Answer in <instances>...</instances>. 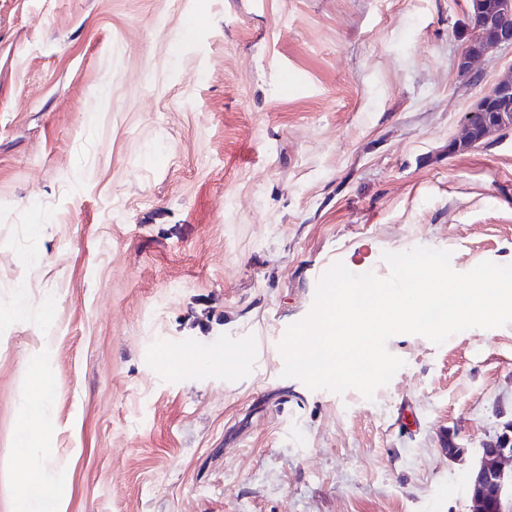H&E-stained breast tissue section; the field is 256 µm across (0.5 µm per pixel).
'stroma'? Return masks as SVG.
Returning a JSON list of instances; mask_svg holds the SVG:
<instances>
[{"label": "stroma", "instance_id": "35a3bbf8", "mask_svg": "<svg viewBox=\"0 0 512 512\" xmlns=\"http://www.w3.org/2000/svg\"><path fill=\"white\" fill-rule=\"evenodd\" d=\"M468 9L0 0V512L21 460L67 512H471L512 323L393 336L370 401L279 349L334 262L512 263V129L458 146L512 47L462 70ZM34 363L54 386L21 459Z\"/></svg>", "mask_w": 512, "mask_h": 512}]
</instances>
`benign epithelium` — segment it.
Listing matches in <instances>:
<instances>
[{
	"mask_svg": "<svg viewBox=\"0 0 512 512\" xmlns=\"http://www.w3.org/2000/svg\"><path fill=\"white\" fill-rule=\"evenodd\" d=\"M468 30L472 33L467 48L461 53L459 67L471 69L475 59L504 46H512V0H470ZM512 123V77L496 84L492 93L482 97L463 119L465 132L478 127L495 133L499 126ZM512 459V421L503 426L498 436L482 448L479 463L470 483L473 512H512V474L501 466Z\"/></svg>",
	"mask_w": 512,
	"mask_h": 512,
	"instance_id": "obj_1",
	"label": "benign epithelium"
}]
</instances>
